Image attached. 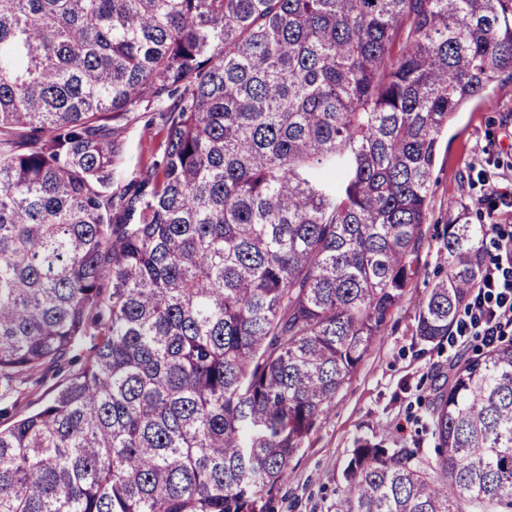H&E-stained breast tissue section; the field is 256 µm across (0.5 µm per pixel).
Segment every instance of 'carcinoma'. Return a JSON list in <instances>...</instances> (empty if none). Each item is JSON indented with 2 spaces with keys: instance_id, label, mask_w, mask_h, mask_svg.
<instances>
[{
  "instance_id": "obj_1",
  "label": "carcinoma",
  "mask_w": 512,
  "mask_h": 512,
  "mask_svg": "<svg viewBox=\"0 0 512 512\" xmlns=\"http://www.w3.org/2000/svg\"><path fill=\"white\" fill-rule=\"evenodd\" d=\"M509 71L512 0H0V512H269ZM484 234L449 219L422 341ZM449 371L436 458L358 441L336 512L512 509V337ZM147 119L140 118L137 122L128 127L123 134L124 138V159L125 171L130 176L140 170L150 158L151 142L141 138L140 128Z\"/></svg>"
}]
</instances>
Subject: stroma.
I'll use <instances>...</instances> for the list:
<instances>
[{
	"label": "stroma",
	"mask_w": 512,
	"mask_h": 512,
	"mask_svg": "<svg viewBox=\"0 0 512 512\" xmlns=\"http://www.w3.org/2000/svg\"><path fill=\"white\" fill-rule=\"evenodd\" d=\"M512 184V81L457 112L440 143L431 176L428 239L417 276L382 335L313 422L289 464L271 512H335L343 472L357 441L403 448L416 459L435 457L429 407L448 366L481 340L456 335L433 343L418 336V302L448 272L443 247L450 216L466 209L472 224L512 231V212H489L483 173Z\"/></svg>",
	"instance_id": "stroma-1"
}]
</instances>
